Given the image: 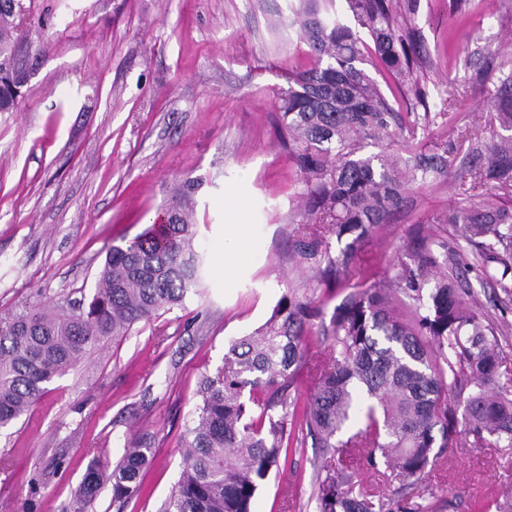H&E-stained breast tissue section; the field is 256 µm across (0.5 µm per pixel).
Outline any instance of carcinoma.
<instances>
[{
  "label": "carcinoma",
  "mask_w": 512,
  "mask_h": 512,
  "mask_svg": "<svg viewBox=\"0 0 512 512\" xmlns=\"http://www.w3.org/2000/svg\"><path fill=\"white\" fill-rule=\"evenodd\" d=\"M346 2L372 45L343 23L332 0H295L280 22L299 34L313 59L288 75L276 109L306 207L321 220L317 228L300 221L290 248L300 263L319 268L328 288L353 273L359 246L400 208L405 193L448 166L446 145L408 161L361 154L393 127L413 139L419 123H429L418 80L425 58L412 36L399 33L398 20L414 14V0ZM26 19L23 0H0V112L12 111L14 86L25 77L17 32ZM369 62L392 74L401 99L413 93L422 121L404 122L363 68ZM484 101L512 129L511 72L484 89ZM476 160L469 172L477 184L512 186V140L485 145ZM201 185L200 178L183 179L178 199L142 235L108 250L88 302L0 317V427L82 357L200 293L206 265L196 249L193 208ZM440 222L459 225L468 244L502 265L499 284L508 287L512 206L488 200ZM453 255L448 241L433 240L413 263L400 264L386 288L358 277L321 326L330 361L310 368L306 336L322 309L293 292L283 295L267 322L232 340L223 364L201 377L200 400L181 437L183 469L158 512H251L270 473L284 469L283 452L308 437L328 458L318 481L319 512H421L367 491L347 461L395 468L406 489L463 437L475 446L491 437L512 447V373L502 369L499 328L472 309L467 272ZM304 367L315 378L306 405L296 394ZM151 459V442L131 438L112 475L100 460L89 466L78 499L94 500L107 479L113 501L141 496Z\"/></svg>",
  "instance_id": "obj_1"
}]
</instances>
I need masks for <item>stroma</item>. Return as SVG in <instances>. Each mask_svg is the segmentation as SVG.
I'll return each mask as SVG.
<instances>
[{
    "mask_svg": "<svg viewBox=\"0 0 512 512\" xmlns=\"http://www.w3.org/2000/svg\"><path fill=\"white\" fill-rule=\"evenodd\" d=\"M23 3L27 82L13 111L0 112V314L92 293L108 248L142 234L188 176L204 180L194 210L210 278L204 295L92 352L0 429V512H76L90 461L116 467L133 434L153 446L143 495L120 510L106 486L84 509L157 512L181 472L199 380L230 341L263 325L288 291L327 317L346 292L289 250L304 186L276 129L274 91L310 60L296 34L273 28L288 0ZM403 30L431 61L419 77L431 121L416 139L364 152L406 159L444 143L448 166L410 188L359 257L391 279L423 237L447 240L511 367L512 288L489 279L498 264L483 266L440 218L488 198L512 205V187H481L468 173L471 151L504 134L483 90L512 71V0H416ZM237 197L244 208L231 206ZM229 224L251 225L255 251L228 283L218 268ZM323 462L312 441L290 449L251 512H318ZM426 483L408 500L429 512H512V448L448 449Z\"/></svg>",
    "mask_w": 512,
    "mask_h": 512,
    "instance_id": "35a3bbf8",
    "label": "stroma"
}]
</instances>
